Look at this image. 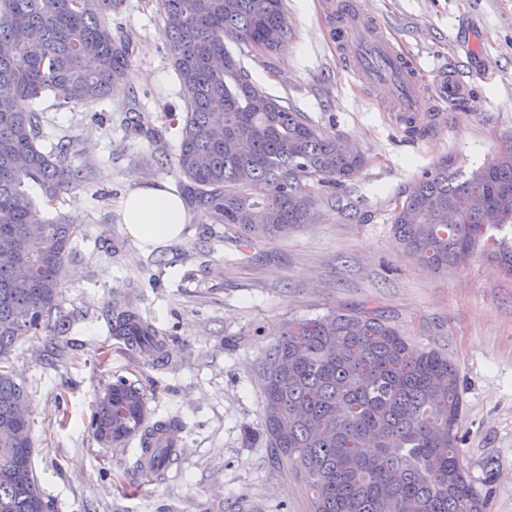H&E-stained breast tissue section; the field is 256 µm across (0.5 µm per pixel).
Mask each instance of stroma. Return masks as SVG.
Returning a JSON list of instances; mask_svg holds the SVG:
<instances>
[{
  "label": "stroma",
  "mask_w": 512,
  "mask_h": 512,
  "mask_svg": "<svg viewBox=\"0 0 512 512\" xmlns=\"http://www.w3.org/2000/svg\"><path fill=\"white\" fill-rule=\"evenodd\" d=\"M325 0H287L292 38L266 52L231 44L253 82L360 148L367 164L336 190L347 206L320 201L319 216L287 237L247 249L211 215L188 208L179 240L148 251L126 234L118 204L142 178L177 187L179 135L165 150L125 124H169L184 110L165 46L160 0H125L112 16L134 50L110 97L59 104L46 94L44 146L73 141L87 179L48 202L44 218L77 229L62 280L63 328L16 345L12 366L30 399L34 465L53 512H308L301 477L262 439L259 368L288 321L367 303L409 340L456 365L465 404L460 458L488 512H512V268L494 231L467 265L436 272L394 240L391 218L425 169L447 162L470 172L512 145V0H364L429 82L442 65L459 71L479 112H452L429 139L406 138L379 87L349 73L327 34ZM130 299L165 339V359L128 346L107 312ZM139 387L150 421L176 420L180 455L163 477L136 467L137 440L100 447L90 418L95 394L117 380Z\"/></svg>",
  "instance_id": "stroma-1"
}]
</instances>
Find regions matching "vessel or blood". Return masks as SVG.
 Here are the masks:
<instances>
[{
	"instance_id": "vessel-or-blood-1",
	"label": "vessel or blood",
	"mask_w": 512,
	"mask_h": 512,
	"mask_svg": "<svg viewBox=\"0 0 512 512\" xmlns=\"http://www.w3.org/2000/svg\"><path fill=\"white\" fill-rule=\"evenodd\" d=\"M332 32L346 67L361 84L390 86L391 116L396 123L406 126L418 120L415 106L425 93L452 107L467 102L473 110H482V102L471 97L468 85L456 74L442 73L431 84H422L418 63L396 49L362 0H345Z\"/></svg>"
}]
</instances>
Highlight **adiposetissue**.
<instances>
[{"instance_id":"ef3b65f1","label":"adipose tissue","mask_w":512,"mask_h":512,"mask_svg":"<svg viewBox=\"0 0 512 512\" xmlns=\"http://www.w3.org/2000/svg\"><path fill=\"white\" fill-rule=\"evenodd\" d=\"M120 209L128 236L140 248H154L178 240L182 234L184 202L163 181H141L121 199Z\"/></svg>"}]
</instances>
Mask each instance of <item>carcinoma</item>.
<instances>
[{"instance_id": "cac0c4a2", "label": "carcinoma", "mask_w": 512, "mask_h": 512, "mask_svg": "<svg viewBox=\"0 0 512 512\" xmlns=\"http://www.w3.org/2000/svg\"><path fill=\"white\" fill-rule=\"evenodd\" d=\"M124 0H0V512H52L33 466L28 394L14 377L17 342L49 327L76 229L47 220V198L78 187L71 142L39 144L43 93L98 101L120 84L132 43L105 18ZM166 48L180 80L176 166L195 206L235 229L242 245L286 236L317 217L320 188L360 174L364 154L255 85L225 41L270 51L291 39L286 0H161ZM478 195L479 209L468 199ZM392 216L403 251L435 270L466 263L493 230L512 228V146L469 174L439 163ZM454 223H448V210ZM112 332L161 353L159 331L129 306ZM262 425L270 447L304 478L310 512H486L460 459L464 403L448 355L413 344L377 309H330L288 322L266 350ZM147 402L119 380L95 395L102 448L142 436Z\"/></svg>"}]
</instances>
